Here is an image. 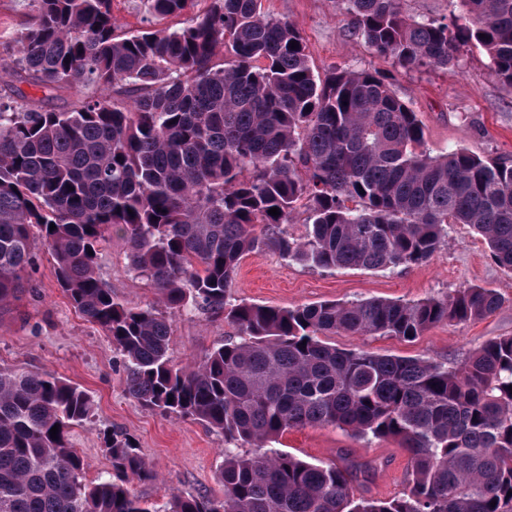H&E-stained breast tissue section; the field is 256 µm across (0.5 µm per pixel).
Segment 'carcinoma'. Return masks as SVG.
<instances>
[{
	"label": "carcinoma",
	"mask_w": 512,
	"mask_h": 512,
	"mask_svg": "<svg viewBox=\"0 0 512 512\" xmlns=\"http://www.w3.org/2000/svg\"><path fill=\"white\" fill-rule=\"evenodd\" d=\"M194 2L146 0L161 18ZM258 2L212 0L184 26L127 35L112 0H30L31 19L0 57V306L35 272L36 247L47 248L75 312L122 356L127 394L224 434L222 495L174 494L167 512H512V336L452 369L321 340H410L511 298L470 286L417 302L228 300L247 252L321 269L410 268L432 257L449 224L472 227L512 271V165L463 148L427 153L417 113L383 74L316 75L295 23ZM337 2L354 32L404 69L452 67L473 43L512 89V0H458L450 23L410 17L401 0ZM24 85L102 95L45 109ZM303 198L309 231L296 237L287 224ZM114 232L157 303L128 306L100 275L98 251ZM193 308L224 315L239 339L179 368L173 317ZM92 408L61 376L0 367V512H159L128 488L156 473L122 432L104 435L109 477L86 481L70 433ZM315 425L399 441L409 491L359 497L358 475L384 463L316 464L271 447Z\"/></svg>",
	"instance_id": "1"
}]
</instances>
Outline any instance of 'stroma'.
Wrapping results in <instances>:
<instances>
[{
	"instance_id": "stroma-1",
	"label": "stroma",
	"mask_w": 512,
	"mask_h": 512,
	"mask_svg": "<svg viewBox=\"0 0 512 512\" xmlns=\"http://www.w3.org/2000/svg\"><path fill=\"white\" fill-rule=\"evenodd\" d=\"M112 8L117 24L125 29L155 30L179 23L175 17L154 18L142 0H113ZM261 8L298 26L316 74L336 67L389 75L396 92L422 121L431 154L464 148L512 164V90L492 75L481 48L463 47L458 64L445 70H406L375 54L354 33L351 17L336 0H262ZM97 262L120 301L132 307L155 302L145 281L129 273L128 247L121 235H113ZM470 286L512 295V272L490 259L486 243L468 225L452 224L431 259L408 269L324 270L282 259L267 249L249 252L239 262L230 299L276 308L371 298L416 302L451 296ZM510 335L512 302L479 320L436 324L410 341L340 333L329 342L340 349L456 367L487 341ZM236 336L235 327L223 316L197 310L175 318L170 356L175 365H188ZM0 366L52 372L90 394L92 414L72 432V442L88 464L87 479L111 472L103 436L119 431L134 441L157 474L151 482H132L136 496L163 508L178 493L221 494L216 474L224 461L223 434L194 420L161 415L127 396L119 352L70 306L46 249L37 251V271L30 285L0 306ZM278 447L313 463L345 458L384 461L383 470L356 483L360 496L388 499L409 490L410 458L394 439H362L333 426H309L285 433Z\"/></svg>"
}]
</instances>
